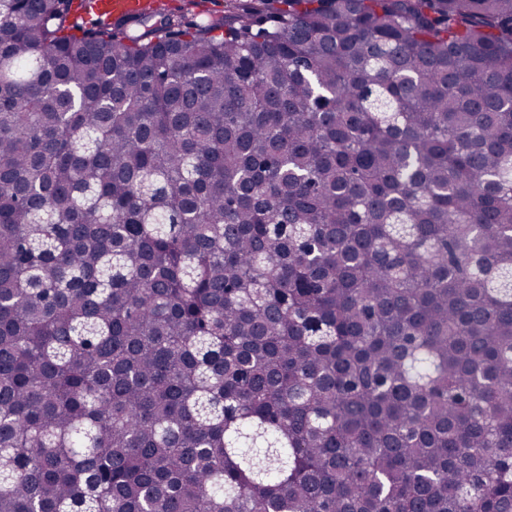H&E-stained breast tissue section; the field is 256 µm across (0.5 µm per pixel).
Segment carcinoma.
Here are the masks:
<instances>
[{
    "label": "carcinoma",
    "instance_id": "carcinoma-1",
    "mask_svg": "<svg viewBox=\"0 0 512 512\" xmlns=\"http://www.w3.org/2000/svg\"><path fill=\"white\" fill-rule=\"evenodd\" d=\"M0 0V512H512V0ZM94 11L110 12L114 16L134 14L148 5L147 0H88Z\"/></svg>",
    "mask_w": 512,
    "mask_h": 512
}]
</instances>
